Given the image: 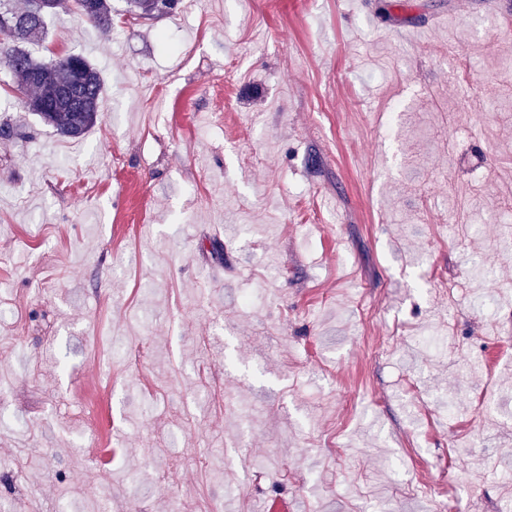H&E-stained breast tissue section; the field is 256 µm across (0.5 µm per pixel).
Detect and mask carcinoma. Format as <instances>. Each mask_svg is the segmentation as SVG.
<instances>
[{"instance_id":"carcinoma-1","label":"carcinoma","mask_w":512,"mask_h":512,"mask_svg":"<svg viewBox=\"0 0 512 512\" xmlns=\"http://www.w3.org/2000/svg\"><path fill=\"white\" fill-rule=\"evenodd\" d=\"M63 0H52L49 12L39 16L37 0H25L19 8L14 0H0L5 13L0 15V65L16 80L17 87L30 92L22 101L24 108L51 126L63 138H79L100 118L92 108L102 107L104 84L100 72L83 55L80 83L69 82L64 72V59L50 63L37 59L29 45L47 34L49 19L62 8ZM180 0H160L161 9L151 7L148 0H127V11L133 18L152 20L176 12ZM71 9L90 25L100 30L112 29V0H93L88 9L85 0H71Z\"/></svg>"}]
</instances>
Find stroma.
I'll return each mask as SVG.
<instances>
[{
    "instance_id": "1",
    "label": "stroma",
    "mask_w": 512,
    "mask_h": 512,
    "mask_svg": "<svg viewBox=\"0 0 512 512\" xmlns=\"http://www.w3.org/2000/svg\"><path fill=\"white\" fill-rule=\"evenodd\" d=\"M112 19L80 138L0 67L12 512H512V0Z\"/></svg>"
}]
</instances>
